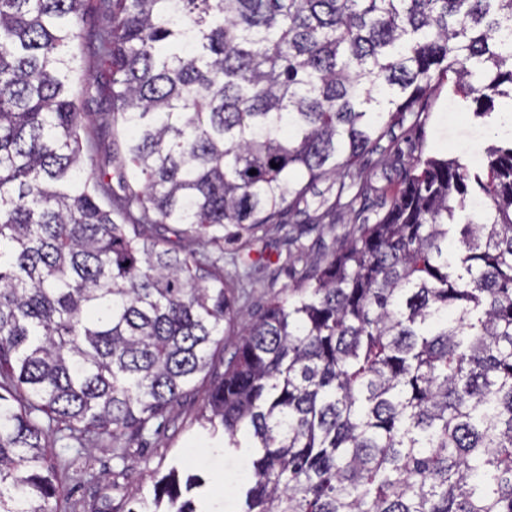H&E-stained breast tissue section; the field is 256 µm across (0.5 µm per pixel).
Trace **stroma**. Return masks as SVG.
<instances>
[{
  "mask_svg": "<svg viewBox=\"0 0 512 512\" xmlns=\"http://www.w3.org/2000/svg\"><path fill=\"white\" fill-rule=\"evenodd\" d=\"M105 21L100 0H87L84 36L79 49L82 59V84L100 77L101 63L96 54V38ZM452 79L431 96L428 116L422 117L418 128H395L396 140L412 138L425 152L442 157L469 154L481 156L492 138L483 119L462 110L450 88ZM358 226L354 216L342 214L333 226L320 232L305 234L301 242L305 260L314 266L323 263L338 248L345 234ZM292 277L281 265L254 270L238 307L256 312L265 307L271 295L291 286ZM209 384L199 382L196 390L173 403L168 409V422L161 434L145 433L143 439L126 444L123 459L112 456V440L101 437L77 450L74 441L48 436L56 455L72 460V467L59 472L62 496L75 512H127L134 499L149 496L155 473L171 466L189 468L201 475L208 486L227 491L226 501L238 502L237 465L245 450H225L222 438L211 437L201 426Z\"/></svg>",
  "mask_w": 512,
  "mask_h": 512,
  "instance_id": "obj_1",
  "label": "stroma"
}]
</instances>
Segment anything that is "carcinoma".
<instances>
[{
  "label": "carcinoma",
  "mask_w": 512,
  "mask_h": 512,
  "mask_svg": "<svg viewBox=\"0 0 512 512\" xmlns=\"http://www.w3.org/2000/svg\"><path fill=\"white\" fill-rule=\"evenodd\" d=\"M86 2L0 0V512H59L47 431L121 458L201 376L208 430L253 449L238 512H512V131L478 167L397 150L375 223L235 307L272 264L256 229L326 178L308 223L367 203L366 157L448 73L512 123V0H102L107 67L78 91ZM187 241L239 243L235 275ZM203 486L173 468L128 512H214ZM100 120L98 118L97 121H95L92 125H90V131L92 136H94L96 142H97V148L92 154L93 159V167L97 170L106 168L107 171L110 172L112 176V191H114L117 195H122V191L119 188L117 176L115 175V172L113 170V166L111 163H109L108 158V144L111 142V137L108 135H101L97 134V132H101V130L97 129L98 124ZM97 136L100 137V139H97Z\"/></svg>",
  "instance_id": "1"
}]
</instances>
